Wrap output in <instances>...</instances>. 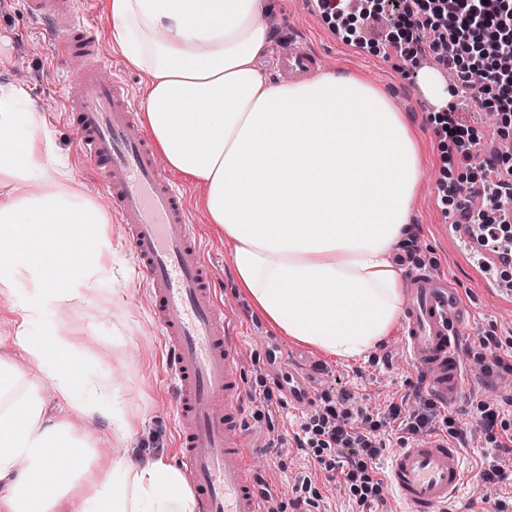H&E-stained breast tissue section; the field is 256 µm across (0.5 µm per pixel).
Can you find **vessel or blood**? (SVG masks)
<instances>
[{
    "label": "vessel or blood",
    "instance_id": "obj_1",
    "mask_svg": "<svg viewBox=\"0 0 512 512\" xmlns=\"http://www.w3.org/2000/svg\"><path fill=\"white\" fill-rule=\"evenodd\" d=\"M44 29L57 65L79 58L66 73L63 95L77 144L112 213L125 227L151 299V317L167 345L164 377L178 429L179 459L198 512H280L265 504L248 470L254 443L244 424L249 390L243 375L244 336L220 302L198 225L189 219L181 186L165 172L146 135L129 84L105 78L106 59L76 0H22ZM322 58L303 44L279 53L288 80L313 75ZM402 342L428 390L451 403L464 380L457 338L463 309L447 277L415 268L403 287ZM274 385L288 406H316L313 370L305 363L272 364ZM384 480L396 512H446L467 483L459 448L447 437L424 436L396 449Z\"/></svg>",
    "mask_w": 512,
    "mask_h": 512
}]
</instances>
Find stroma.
I'll return each mask as SVG.
<instances>
[{"label":"stroma","mask_w":512,"mask_h":512,"mask_svg":"<svg viewBox=\"0 0 512 512\" xmlns=\"http://www.w3.org/2000/svg\"><path fill=\"white\" fill-rule=\"evenodd\" d=\"M275 26L282 40H295L320 54L327 69L349 71L390 99L403 112L419 139L422 171L411 204L410 222L414 226V245L393 253V264L410 270L413 264L447 274L450 284L465 307L468 331L459 339L460 363L464 372L465 394L459 405L437 404L433 433L446 432L445 418H452L456 434L452 441L460 448L470 481L466 494L483 496L487 512L502 508L512 512V452L499 448L482 425V409L497 411V422L512 431V387L503 382L512 379V370L498 368L495 355L512 354V295L492 292L487 273L476 264L449 225L460 215L453 206L443 204L439 183L444 169L462 174L461 165L447 166L433 108L427 107L413 90L420 80L411 63L398 56H384L397 25L390 13L382 11L360 27L359 42L347 39L346 32L334 31L322 17L307 7V0H275ZM79 9L86 22L98 29L101 45L109 59L108 75L123 78L138 103H145L149 87L111 40V24L105 12V0H81ZM0 85L17 86L24 102L42 108L45 129L59 161L69 171L74 186L96 192L97 187L77 150L65 106L59 97L61 74L52 60V46L45 33L23 13L21 0H0ZM457 120L467 127L478 142V160L494 163L502 180L512 183V160L499 151L501 123L484 104L481 94L468 96L460 106ZM191 219L199 224L207 258L212 262L217 288L224 305L238 317L246 340L242 352L243 373L250 391L246 427L261 448L250 458L258 478L256 488L267 500L285 505L286 512H298L292 505L301 496L304 477H311L319 493L311 512H361L356 496L350 492L341 474L327 476L319 459L355 456L352 448L325 449L297 446V435L310 423L309 413L288 408L269 378L268 364L275 357L292 356L310 360L314 367L317 400L332 399L347 411L352 425L376 428L388 448L406 446L413 435L401 434L377 421L388 405L399 404L408 413L430 401L422 379L408 364L401 344L400 329L367 358L343 360L323 354L273 329L242 296L235 285L231 265L233 244L225 239L217 225L208 223L205 187L185 182ZM114 258L111 268L99 284L110 304L74 312L81 322L94 352L83 368L94 372L105 367L118 389L132 422V432L117 440L98 415L85 419L84 426L103 445L117 447L135 460L164 457L178 463L177 434L170 418L172 409L163 373L167 346L153 325L147 299L138 278L135 259L127 243L122 224L112 226ZM495 337L498 351L485 348L483 337ZM491 465L504 469L505 479L492 494H485L477 474Z\"/></svg>","instance_id":"stroma-1"}]
</instances>
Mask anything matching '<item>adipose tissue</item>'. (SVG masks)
<instances>
[{"label": "adipose tissue", "instance_id": "adipose-tissue-1", "mask_svg": "<svg viewBox=\"0 0 512 512\" xmlns=\"http://www.w3.org/2000/svg\"><path fill=\"white\" fill-rule=\"evenodd\" d=\"M112 38L150 85L146 128L168 169L207 188L210 223L234 244L237 284L268 321L331 356L361 359L401 313L389 260L410 232L417 138L375 88L347 73L271 84L257 66L272 0H107ZM182 102L195 112L178 111ZM0 293L13 298L28 371L0 358V512H196L182 472L124 454L100 471L98 414L129 413L106 372L78 376L84 330L112 261L105 206L74 191L43 119L0 86ZM75 265H66V258ZM37 328V336L26 328ZM47 385L57 402L48 411Z\"/></svg>", "mask_w": 512, "mask_h": 512}]
</instances>
